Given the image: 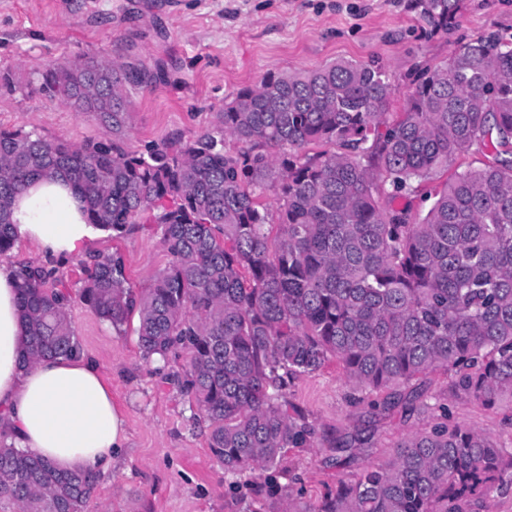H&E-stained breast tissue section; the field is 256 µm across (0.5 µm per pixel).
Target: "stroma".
Returning <instances> with one entry per match:
<instances>
[{
	"label": "stroma",
	"mask_w": 512,
	"mask_h": 512,
	"mask_svg": "<svg viewBox=\"0 0 512 512\" xmlns=\"http://www.w3.org/2000/svg\"><path fill=\"white\" fill-rule=\"evenodd\" d=\"M454 28L430 33L416 0H0V70L12 72L18 91L0 89V127L34 131L74 145L111 137L98 118L75 112L59 99L24 92L45 64L89 56L126 61L137 57L166 72L164 81L128 90L130 115L124 143L133 151L172 136L209 132L217 114L239 90L259 86L271 73L288 74L337 59L378 60L392 82L389 109L403 111L417 67L442 65L469 39L489 32L512 36V0H462ZM98 253L119 252L136 291L150 288L170 257L156 225L136 224L118 239L102 234ZM16 266L57 268L72 282L88 255L44 256L35 243L17 242L4 256ZM68 316L81 350L112 383V398L126 418L128 440L108 472L99 474L96 512H243L261 505L240 476L238 489L214 460L196 408L167 383L180 372L183 352L168 362L142 358L133 330L117 332L72 297ZM448 373L413 381L429 403L447 405L452 422L512 448V409H488L454 397ZM382 393L356 389L342 365L328 362L295 379L289 401L315 436L289 449L271 482L279 502L318 505L340 475L386 459L394 445L431 422L429 412L397 407L371 410ZM369 435L340 463L329 446Z\"/></svg>",
	"instance_id": "stroma-1"
}]
</instances>
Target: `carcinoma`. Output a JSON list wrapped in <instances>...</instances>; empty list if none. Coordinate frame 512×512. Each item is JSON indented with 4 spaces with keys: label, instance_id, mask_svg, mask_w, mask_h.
I'll list each match as a JSON object with an SVG mask.
<instances>
[{
    "label": "carcinoma",
    "instance_id": "1",
    "mask_svg": "<svg viewBox=\"0 0 512 512\" xmlns=\"http://www.w3.org/2000/svg\"><path fill=\"white\" fill-rule=\"evenodd\" d=\"M417 5L433 32L460 10V0ZM163 77L103 58L40 73L37 92L98 116L112 139L73 146L0 128V255L17 243L16 199L58 175L87 223L112 236L158 225L171 261L151 288L135 292L123 257L99 253L78 295L118 332L138 313L145 360L187 352L177 382L224 472L276 469L311 438L288 384L333 359L354 385L389 391L385 410L410 408L421 394L400 387L437 369L453 373L455 395L512 408V45L488 33L416 69L395 113L376 60L270 74L224 104L212 131L130 152L125 86ZM228 137L242 147L226 148ZM316 141L333 150L306 153ZM475 145L495 157L436 187L423 216L381 204L379 185L413 195ZM70 288L52 269L19 268L24 362L80 352ZM97 483L0 441V512H93ZM507 485L512 448L445 408L389 458L340 479L321 507L268 512H489Z\"/></svg>",
    "mask_w": 512,
    "mask_h": 512
}]
</instances>
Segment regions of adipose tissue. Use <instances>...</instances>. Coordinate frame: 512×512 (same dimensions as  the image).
<instances>
[{"label":"adipose tissue","instance_id":"obj_1","mask_svg":"<svg viewBox=\"0 0 512 512\" xmlns=\"http://www.w3.org/2000/svg\"><path fill=\"white\" fill-rule=\"evenodd\" d=\"M12 221L19 239L54 257L86 253L99 235L61 180L31 186L18 198ZM15 271L0 261V428L17 447L60 469L107 472L127 441L112 385L82 354L22 363L25 330Z\"/></svg>","mask_w":512,"mask_h":512}]
</instances>
